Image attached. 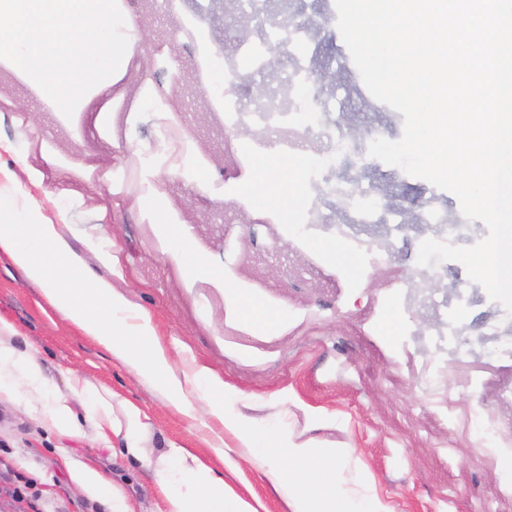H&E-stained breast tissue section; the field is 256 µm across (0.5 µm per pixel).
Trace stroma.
<instances>
[{
	"mask_svg": "<svg viewBox=\"0 0 512 512\" xmlns=\"http://www.w3.org/2000/svg\"><path fill=\"white\" fill-rule=\"evenodd\" d=\"M140 40L117 87L82 111L65 116L20 75L0 82V187L31 206L39 222L60 225L85 269L111 282L134 308L146 312L156 335L178 362L197 361L232 393L227 410L299 441L346 450L341 477L354 491L370 488L389 512H512V333L487 335L506 316L485 289L471 284L457 310L458 338L438 335L425 310L402 309L383 284L426 275L416 263L429 214L451 219L460 211L452 193L400 168L361 154L320 169L319 182L349 181L357 198L383 193L365 237L395 224L414 230L395 242L386 262L374 264L349 250L329 255L332 226L352 215L335 199L317 195L308 179L296 184L301 210L315 220L282 223L256 202L233 196L250 162L228 152L242 140L263 159L272 148L243 126L218 125L209 89L193 65L206 56L211 75L240 106L254 102L255 70L227 69L243 50L228 0H126ZM275 25H301L304 46L281 48L279 75H301L320 121L369 145L399 139L403 117L364 97L363 80L345 66L349 51L337 29L334 0H267ZM335 72L328 84L326 72ZM115 127L99 128V113ZM188 134V150L173 158L161 141L169 122ZM164 192L167 208L205 249L210 266L239 282L257 302L282 315L279 325L252 328L234 313L223 289L189 279L171 257L142 204L149 185ZM0 318L13 326L14 346L31 352L60 392L78 371L98 392H111L115 416L129 401L146 413L154 455L173 447L210 457V431L173 411L163 394L111 359L44 299L0 252ZM437 359L426 382L422 370ZM46 399L19 392L0 397V512H111L74 486L70 464L90 462L107 472L136 506L159 512L162 501L151 467L123 454V441L91 443L45 419ZM497 431L489 433L487 422ZM243 439L224 435V458L212 467L224 487L258 512H290L282 491L263 469L247 463ZM19 482V503L8 490Z\"/></svg>",
	"mask_w": 512,
	"mask_h": 512,
	"instance_id": "1",
	"label": "stroma"
}]
</instances>
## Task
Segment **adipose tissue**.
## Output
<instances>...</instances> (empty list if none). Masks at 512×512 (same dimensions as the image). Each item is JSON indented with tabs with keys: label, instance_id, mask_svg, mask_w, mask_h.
<instances>
[{
	"label": "adipose tissue",
	"instance_id": "ef3b65f1",
	"mask_svg": "<svg viewBox=\"0 0 512 512\" xmlns=\"http://www.w3.org/2000/svg\"><path fill=\"white\" fill-rule=\"evenodd\" d=\"M288 169L277 154H269L247 179L237 183L239 198L260 200L263 209L284 222L298 218L297 196L285 177ZM149 207L161 235L172 245L171 256L187 276L208 277L220 288L233 289L237 314L250 326H270L279 313L249 298L235 281L212 270L198 245L164 208L159 191H152ZM0 251L11 258L25 277L42 287L50 306L99 345L113 360L126 366L148 388L163 392L170 406L188 418L205 412L219 425L212 450L224 454V434L232 432L252 448L271 483L288 494L292 512H387L376 498H353L342 483L339 467L344 452L299 442L280 431H263L244 418L227 414L222 380L200 365L175 368L156 335L149 317L136 311L111 282L91 276L72 249L59 225L38 222L9 191L0 190ZM12 325L0 318V392L25 390L48 398L47 419L60 431L77 430L70 394L86 395L90 402L86 433L97 444H111L121 436L124 452L135 460L153 461L156 482L163 496V512H256L250 504L226 494L223 478L185 448L172 449L151 460L146 446L150 425L142 411L125 403L122 420H115L110 399L101 396L79 374H72L68 394L58 393L31 353L12 343ZM79 491L109 501L112 512H134L133 506L113 486L111 479L91 465L73 468Z\"/></svg>",
	"mask_w": 512,
	"mask_h": 512
}]
</instances>
